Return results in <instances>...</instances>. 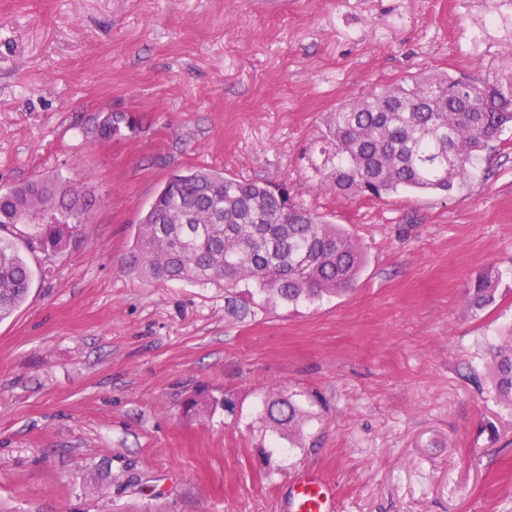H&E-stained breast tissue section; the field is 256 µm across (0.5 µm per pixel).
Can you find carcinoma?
<instances>
[{
  "instance_id": "cac0c4a2",
  "label": "carcinoma",
  "mask_w": 512,
  "mask_h": 512,
  "mask_svg": "<svg viewBox=\"0 0 512 512\" xmlns=\"http://www.w3.org/2000/svg\"><path fill=\"white\" fill-rule=\"evenodd\" d=\"M509 124L512 103L499 93L450 76H419L338 106L322 151L336 158L331 178L345 194H446L473 177L489 141ZM78 204L87 214L93 207L88 196L52 179L0 193V320L25 301L32 279L1 232L50 212L55 223L32 225L27 245L55 256L78 228L71 223ZM131 264L155 280L219 285L245 301L260 295L298 304L349 291L364 254L353 235L295 202L284 187L193 170L170 176L159 190L138 224ZM497 279L489 267L471 282L473 310L495 302ZM491 357L497 395L512 404V329ZM227 405L225 398L194 393L183 415L197 418ZM263 413L274 446L297 447L310 418L305 404L271 392Z\"/></svg>"
}]
</instances>
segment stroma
<instances>
[{
  "mask_svg": "<svg viewBox=\"0 0 512 512\" xmlns=\"http://www.w3.org/2000/svg\"><path fill=\"white\" fill-rule=\"evenodd\" d=\"M432 73L512 97V0H0V187L57 178L95 202L66 251H21L0 512H288L309 472L335 512H512L489 357L512 324V127L445 196L341 194L320 150L340 103ZM191 169L287 183L360 242L352 289L243 316L223 288L130 269L142 216ZM488 267L496 301L475 311ZM195 389L232 404L186 419ZM272 390L315 417L267 464ZM497 279V272L488 267L471 282L467 289V299L473 310H484L495 302Z\"/></svg>",
  "mask_w": 512,
  "mask_h": 512,
  "instance_id": "35a3bbf8",
  "label": "stroma"
}]
</instances>
